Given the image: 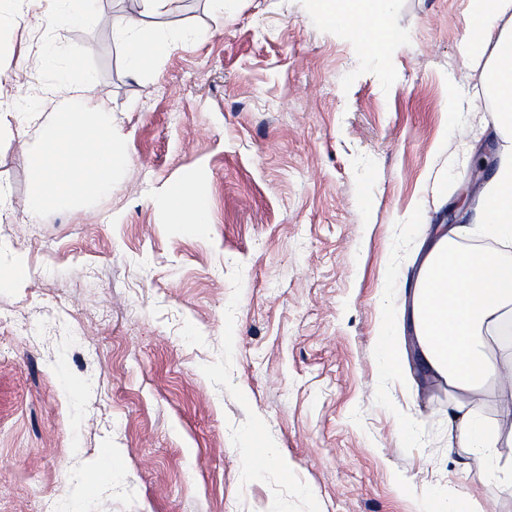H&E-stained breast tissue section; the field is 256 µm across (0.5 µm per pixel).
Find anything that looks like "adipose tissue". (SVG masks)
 <instances>
[{
  "label": "adipose tissue",
  "instance_id": "obj_1",
  "mask_svg": "<svg viewBox=\"0 0 512 512\" xmlns=\"http://www.w3.org/2000/svg\"><path fill=\"white\" fill-rule=\"evenodd\" d=\"M119 34L127 44L126 61L138 72L154 67L165 46L143 44L136 35L142 17L166 13L170 0H133ZM468 56L481 69L489 93L492 126L507 140L493 174L483 187L476 217L477 233L512 244V0H468ZM93 77L78 62L60 67L50 94L58 102L50 122H43L37 100L21 101L24 117L39 130L32 158L34 186L26 209L38 216L77 196L94 197L112 190L113 172L129 158L112 136V114L91 93ZM176 218H187L197 230L211 221L210 210L186 185L168 192ZM462 228L437 225L413 288L411 321L416 341L432 378L446 381L460 399L452 421L465 447L486 465L495 451L512 446V388L499 400L492 422L472 409L473 396L497 378L499 362L488 354L497 345L512 366V262L492 251L461 250Z\"/></svg>",
  "mask_w": 512,
  "mask_h": 512
}]
</instances>
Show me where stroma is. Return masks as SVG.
<instances>
[{
	"mask_svg": "<svg viewBox=\"0 0 512 512\" xmlns=\"http://www.w3.org/2000/svg\"><path fill=\"white\" fill-rule=\"evenodd\" d=\"M467 6L333 29L315 0H172L137 74L124 0L89 25L35 26L49 0L0 13L7 89L51 120L79 61L130 158L111 193L33 219L38 132L0 130V273L29 272L0 287V512H512L400 329L428 229L497 148ZM449 81L472 101L454 128ZM188 179L203 233L167 209Z\"/></svg>",
	"mask_w": 512,
	"mask_h": 512,
	"instance_id": "stroma-1",
	"label": "stroma"
}]
</instances>
